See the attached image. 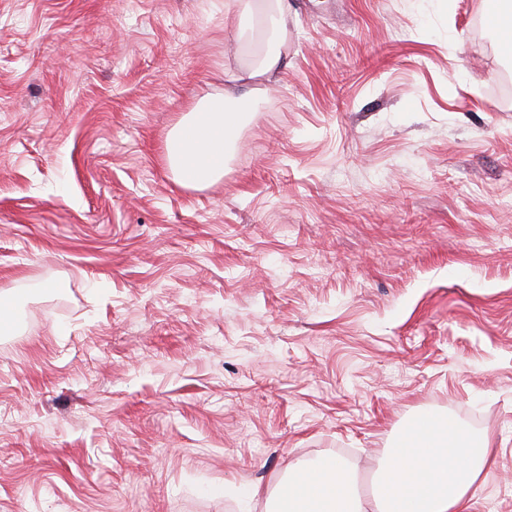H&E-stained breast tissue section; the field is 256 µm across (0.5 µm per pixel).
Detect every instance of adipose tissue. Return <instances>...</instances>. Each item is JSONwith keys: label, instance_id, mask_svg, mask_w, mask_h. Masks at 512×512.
I'll list each match as a JSON object with an SVG mask.
<instances>
[{"label": "adipose tissue", "instance_id": "1", "mask_svg": "<svg viewBox=\"0 0 512 512\" xmlns=\"http://www.w3.org/2000/svg\"><path fill=\"white\" fill-rule=\"evenodd\" d=\"M260 51L239 73L242 81L269 76L283 63L285 0H247ZM254 102L229 94L206 96L169 135L165 160L179 185L209 187L224 177L243 118ZM488 439L477 438L447 418L422 414L407 424L388 449L379 481L360 496L349 468L335 458L293 461L281 483L273 512H467L468 496L489 463Z\"/></svg>", "mask_w": 512, "mask_h": 512}]
</instances>
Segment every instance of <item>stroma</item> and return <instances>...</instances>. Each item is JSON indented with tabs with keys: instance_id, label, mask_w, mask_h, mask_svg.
I'll return each instance as SVG.
<instances>
[{
	"instance_id": "obj_1",
	"label": "stroma",
	"mask_w": 512,
	"mask_h": 512,
	"mask_svg": "<svg viewBox=\"0 0 512 512\" xmlns=\"http://www.w3.org/2000/svg\"><path fill=\"white\" fill-rule=\"evenodd\" d=\"M490 0H288L222 182L169 134L250 51L236 0H0V512H248L359 492L431 411L512 512V57Z\"/></svg>"
}]
</instances>
